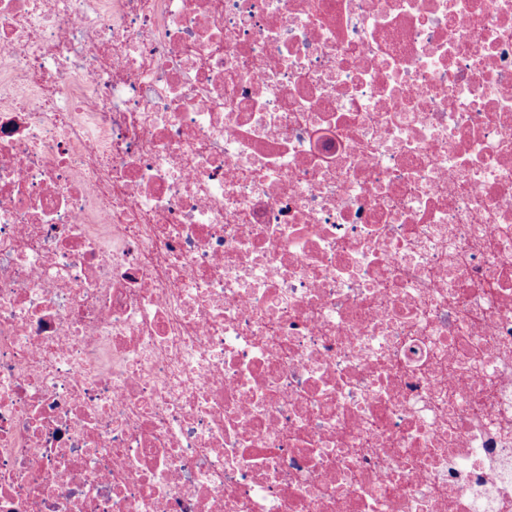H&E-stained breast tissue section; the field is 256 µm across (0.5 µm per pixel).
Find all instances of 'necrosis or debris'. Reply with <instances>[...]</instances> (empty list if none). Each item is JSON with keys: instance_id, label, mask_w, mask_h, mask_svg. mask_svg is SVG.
Returning a JSON list of instances; mask_svg holds the SVG:
<instances>
[{"instance_id": "obj_1", "label": "necrosis or debris", "mask_w": 512, "mask_h": 512, "mask_svg": "<svg viewBox=\"0 0 512 512\" xmlns=\"http://www.w3.org/2000/svg\"><path fill=\"white\" fill-rule=\"evenodd\" d=\"M0 512H512V0H0Z\"/></svg>"}]
</instances>
